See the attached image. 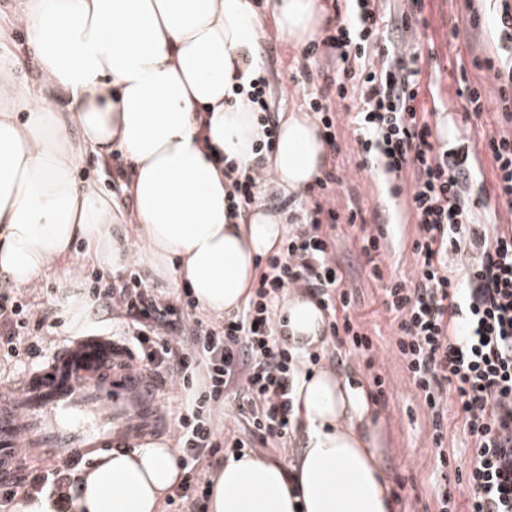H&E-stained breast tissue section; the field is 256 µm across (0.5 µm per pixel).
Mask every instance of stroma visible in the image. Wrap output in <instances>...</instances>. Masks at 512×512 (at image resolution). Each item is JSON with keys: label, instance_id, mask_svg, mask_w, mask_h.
Listing matches in <instances>:
<instances>
[{"label": "stroma", "instance_id": "35a3bbf8", "mask_svg": "<svg viewBox=\"0 0 512 512\" xmlns=\"http://www.w3.org/2000/svg\"><path fill=\"white\" fill-rule=\"evenodd\" d=\"M493 5L481 0V24L471 28L464 0H424V26L418 27L416 42L422 55L425 87L419 99L422 107L439 106L433 116L434 130H441L449 116H456L460 127L466 129L469 139L476 143L475 155L483 167H490L486 148L487 139L496 131L494 115L499 110L496 98H489L481 117L467 115L462 96L464 80L490 82L485 70H459L460 60L486 57L493 48L489 23ZM257 52L264 64L266 78L264 99L272 117L304 107L308 94L321 88L326 76L334 75L336 68L325 58L310 63V78H303L296 68L301 52L286 38L268 33L259 40ZM338 152L330 153L327 170H339L342 185L334 194L337 209L355 203L364 212L368 224L384 226L388 232L385 241L386 264L389 276L408 274L414 269L411 256L414 219L406 194H392L391 184L379 183L367 170L359 169L361 160L355 127L348 115H341L337 124ZM336 257L344 274L345 283L358 291L366 329L378 349V367L388 387L385 403L374 406L372 424L380 434L382 466L391 486L397 487L401 498L399 512H436V495L441 487L456 491L458 471L465 468L471 444L463 433L456 411L448 413V431L442 444H435L429 420L421 407L403 365L392 354L395 327L381 304L380 282L370 280L364 272L365 257L360 246L344 228H337L334 238ZM28 298L38 306L54 308L60 321L57 329L61 337L74 335L76 330L100 331L111 329L112 320L92 317L80 328L70 327L64 307V290L56 275L47 274L28 291ZM446 449L455 464L447 476H440L436 455Z\"/></svg>", "mask_w": 512, "mask_h": 512}]
</instances>
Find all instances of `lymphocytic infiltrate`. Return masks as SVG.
I'll return each instance as SVG.
<instances>
[{"label": "lymphocytic infiltrate", "instance_id": "1", "mask_svg": "<svg viewBox=\"0 0 512 512\" xmlns=\"http://www.w3.org/2000/svg\"><path fill=\"white\" fill-rule=\"evenodd\" d=\"M390 16L380 0H352L351 15L328 29L305 54L334 60L336 74L306 103L320 123L329 148H336V112L356 91L355 114L361 166L375 178L407 183L415 220L412 277L385 280L382 229H370L360 207L340 214L323 199L340 178L317 180L314 200L300 228L266 261L241 311L213 321L192 295L169 294L146 277L129 273L112 282L100 276L88 288L98 310L122 318V337L160 380L166 402H175L180 384L205 371L206 384L194 402L172 410V438L181 455L183 479L174 495L189 512H208L206 477L220 453L253 444L289 447L305 426L296 393L306 365L335 360L338 350L361 358L370 372L374 402H384L385 378L377 370V348L355 314L354 293L346 286L331 232L346 223L361 244L370 275L382 281V305L396 327L394 353L421 396L441 441L449 406H456L472 439L466 479L457 494L439 491L438 512H453L463 496L467 512H512V225L480 224L473 218L475 193L512 209V0H499L492 15L502 61L488 57L492 85L466 88L467 113L481 116L488 97H497L500 125L488 139L492 178L476 172L468 149L448 152L432 140L430 112L419 107L421 55L409 52L412 23L424 0ZM466 264L467 281L454 274ZM300 288L327 315L332 343L323 353L299 358L278 330L276 306L289 289ZM55 313L34 309L21 293L0 291V357L35 359L55 345ZM234 397L241 434H219L211 417ZM75 467L38 470L19 487L0 488V512L16 497L49 495L58 512H70Z\"/></svg>", "mask_w": 512, "mask_h": 512}]
</instances>
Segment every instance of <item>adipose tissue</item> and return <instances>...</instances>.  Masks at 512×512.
Instances as JSON below:
<instances>
[{"label": "adipose tissue", "instance_id": "1", "mask_svg": "<svg viewBox=\"0 0 512 512\" xmlns=\"http://www.w3.org/2000/svg\"><path fill=\"white\" fill-rule=\"evenodd\" d=\"M304 46L326 16L319 0H8L0 45L24 29L41 74L20 84L0 56V275L28 286L55 273L74 284L70 247L103 273L148 268L187 286L222 316L248 300L258 255L277 250L284 214L253 207L230 215L226 162L248 174L265 137L249 100L263 74V19ZM120 148L130 164L126 214L74 173L88 155ZM328 146L313 114L287 112L268 168L292 195L321 177ZM129 223L132 244L116 235ZM297 352L322 346L325 316L299 291L281 301ZM297 403L305 444L290 464L262 453L228 456L211 480L209 512H397L360 381L313 372ZM71 512H162L179 481L177 452L152 443L98 458L85 469Z\"/></svg>", "mask_w": 512, "mask_h": 512}]
</instances>
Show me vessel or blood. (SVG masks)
<instances>
[{"instance_id":"vessel-or-blood-1","label":"vessel or blood","mask_w":512,"mask_h":512,"mask_svg":"<svg viewBox=\"0 0 512 512\" xmlns=\"http://www.w3.org/2000/svg\"><path fill=\"white\" fill-rule=\"evenodd\" d=\"M152 375L108 333L71 339L21 379L0 383V484L18 482L22 461L77 462L167 433Z\"/></svg>"}]
</instances>
